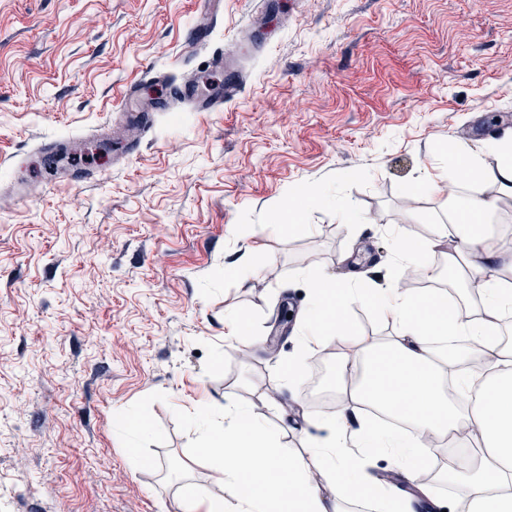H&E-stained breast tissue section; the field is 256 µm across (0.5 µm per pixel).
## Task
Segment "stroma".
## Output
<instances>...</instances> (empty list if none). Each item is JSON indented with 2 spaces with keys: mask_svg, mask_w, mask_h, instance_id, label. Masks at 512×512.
<instances>
[{
  "mask_svg": "<svg viewBox=\"0 0 512 512\" xmlns=\"http://www.w3.org/2000/svg\"><path fill=\"white\" fill-rule=\"evenodd\" d=\"M224 0L215 38L243 40L240 96L220 112L160 115L129 158L96 141L122 89L162 95L166 71L198 24L195 0H0V185L14 158L46 141L97 144L102 182H49L0 199V501L6 512H177L195 445L198 401L246 405L300 447L336 383L302 369L295 316L305 273L363 276L390 288L402 272L387 225L411 239L445 219L448 146L475 149L512 130V0ZM349 179H340V172ZM352 200L291 236L273 220L290 188ZM259 259L246 284L224 269ZM247 318L244 340L224 316ZM144 415L135 434L127 420ZM138 449L131 459L129 449Z\"/></svg>",
  "mask_w": 512,
  "mask_h": 512,
  "instance_id": "1",
  "label": "stroma"
}]
</instances>
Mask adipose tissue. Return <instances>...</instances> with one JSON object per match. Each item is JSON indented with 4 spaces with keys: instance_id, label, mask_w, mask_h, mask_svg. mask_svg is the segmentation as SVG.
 Masks as SVG:
<instances>
[{
    "instance_id": "ef3b65f1",
    "label": "adipose tissue",
    "mask_w": 512,
    "mask_h": 512,
    "mask_svg": "<svg viewBox=\"0 0 512 512\" xmlns=\"http://www.w3.org/2000/svg\"><path fill=\"white\" fill-rule=\"evenodd\" d=\"M446 179L419 189L447 194L454 204L447 220L432 222L428 237L416 243L393 226L395 256L403 268L434 280L440 272L426 257L452 241L448 260L463 262L479 310L449 312L443 288L396 285L380 292L355 277L307 275L300 354L282 377L293 380L304 355L342 342L335 355L338 409L318 421L317 436L289 448L281 442L283 425H270L244 405L222 410L199 403L187 413L198 440L188 463L207 467L232 497L188 484L176 501L179 512H348L364 500L383 512H416L429 488L411 495L389 483L368 484L360 459L340 449L337 436L347 428L362 447L398 460L409 480L422 456L443 448L448 461L439 477L458 489L463 512H512V340L501 330L512 319V238L495 227L512 212V132L474 150L450 149ZM324 205L335 208L340 223L365 221L353 202L303 187L289 191L274 220L300 234L308 229V211ZM356 303L391 319V333H355L347 311ZM367 403L405 418L410 432L367 426L360 413Z\"/></svg>"
}]
</instances>
